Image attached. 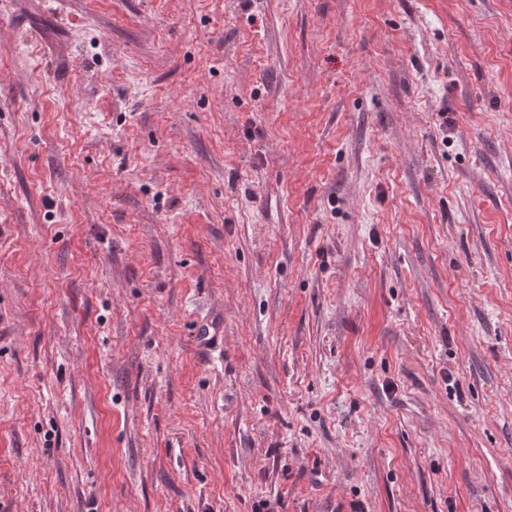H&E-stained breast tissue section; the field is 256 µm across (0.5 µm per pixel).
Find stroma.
Returning <instances> with one entry per match:
<instances>
[{"instance_id":"1","label":"stroma","mask_w":512,"mask_h":512,"mask_svg":"<svg viewBox=\"0 0 512 512\" xmlns=\"http://www.w3.org/2000/svg\"><path fill=\"white\" fill-rule=\"evenodd\" d=\"M0 512H512V0H0Z\"/></svg>"}]
</instances>
